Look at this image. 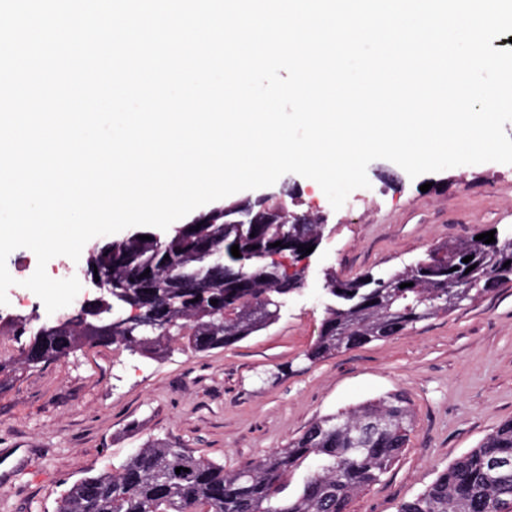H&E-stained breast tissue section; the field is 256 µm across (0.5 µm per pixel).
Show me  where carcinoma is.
Masks as SVG:
<instances>
[{
	"label": "carcinoma",
	"instance_id": "obj_1",
	"mask_svg": "<svg viewBox=\"0 0 512 512\" xmlns=\"http://www.w3.org/2000/svg\"><path fill=\"white\" fill-rule=\"evenodd\" d=\"M254 224H226L212 215L191 223L178 234L146 231L148 240L135 236L114 240L88 253L85 266L97 268L107 287L122 288V307L152 304L164 309L166 330L137 341L115 333L120 341L142 353L161 357L174 341L196 353L235 344L272 324L300 289L302 279L282 269L266 267L268 258L288 255V232L296 251L319 237L318 224H280L274 205L255 207ZM496 242L474 240L446 243L425 258L386 275L365 274L339 281L324 274L327 295L319 339L307 353L323 359L344 349L383 341L414 324L448 313V261L472 257L473 288L467 300L487 295L486 277L500 270L512 283V229L495 233ZM281 242L276 247L274 243ZM239 245L240 256L231 254ZM511 264H506V261ZM413 286H408V283ZM407 287H401V284ZM210 291L217 304L203 293ZM66 334L46 332L22 351L37 355L36 363H49L82 345L87 319L73 312L63 316ZM372 415L403 419L410 425L411 410L397 395L357 409L325 416L314 422L284 448L259 456L235 472L197 457L186 448L156 441L137 450L112 472L87 475L74 482L57 502L56 512H349L359 492L378 481L407 446L406 434L386 435L375 448L357 451L350 437L358 423ZM491 458L512 461V420L499 424L482 442L457 458L414 501L399 512H505L512 508V469L490 479L485 465ZM306 467L300 493L283 495L288 477ZM181 467L183 471L175 472Z\"/></svg>",
	"mask_w": 512,
	"mask_h": 512
}]
</instances>
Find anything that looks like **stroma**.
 Wrapping results in <instances>:
<instances>
[{
  "label": "stroma",
  "mask_w": 512,
  "mask_h": 512,
  "mask_svg": "<svg viewBox=\"0 0 512 512\" xmlns=\"http://www.w3.org/2000/svg\"><path fill=\"white\" fill-rule=\"evenodd\" d=\"M369 187L333 209L314 180L288 173L269 186L326 215L303 285L270 327L194 353L172 342L150 358L120 342L84 345L47 364H23L28 335L0 330V512H55L86 473L118 467L159 440L236 470L302 434L316 420L391 394L412 411L407 448L350 512H398L458 457L512 419V283L456 310L309 361L326 296L324 273L347 281L402 268L440 244L512 227V165L487 162L409 178L387 160ZM26 248L7 259L16 280L0 317L38 327L48 313L23 280Z\"/></svg>",
  "instance_id": "obj_1"
}]
</instances>
